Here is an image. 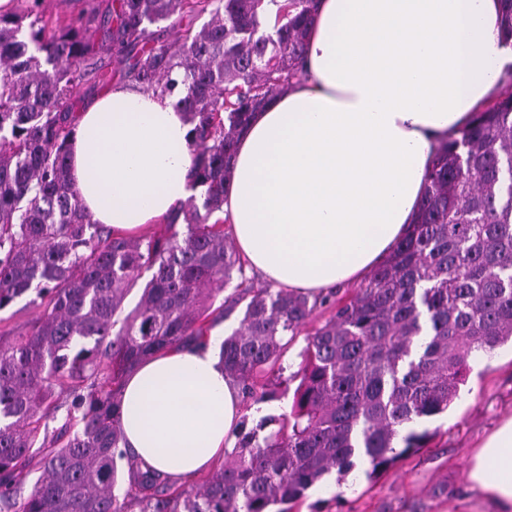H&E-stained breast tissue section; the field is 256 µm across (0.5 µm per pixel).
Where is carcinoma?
I'll use <instances>...</instances> for the list:
<instances>
[{
	"label": "carcinoma",
	"instance_id": "cac0c4a2",
	"mask_svg": "<svg viewBox=\"0 0 512 512\" xmlns=\"http://www.w3.org/2000/svg\"><path fill=\"white\" fill-rule=\"evenodd\" d=\"M500 2L508 43L512 0ZM41 3L0 14V310L32 292L42 308L27 332L0 335V512H128L132 498L139 512H288L357 455L380 474L427 447L433 433L408 424L448 411L470 358L512 342V94L440 141L414 224L368 280L312 300L255 286L217 213L252 114L299 76L317 0H108L65 24ZM204 14L173 45L150 30ZM104 53L124 63L120 80L177 97L192 125L202 202L137 239L95 223L71 184V95ZM319 309L289 411L239 434L200 483L129 458L115 494L123 382L143 359L235 317L219 358L251 396Z\"/></svg>",
	"mask_w": 512,
	"mask_h": 512
}]
</instances>
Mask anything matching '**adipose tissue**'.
Wrapping results in <instances>:
<instances>
[{
  "label": "adipose tissue",
  "mask_w": 512,
  "mask_h": 512,
  "mask_svg": "<svg viewBox=\"0 0 512 512\" xmlns=\"http://www.w3.org/2000/svg\"><path fill=\"white\" fill-rule=\"evenodd\" d=\"M500 0H320L301 78L254 112L224 193L233 238L276 287L312 297L364 277L404 235L433 146L496 98L512 65ZM191 127L173 98L126 82L79 116L71 182L94 221L131 231L197 195ZM207 341L143 360L126 377V448L175 479L231 451L243 394ZM512 512V418L468 472Z\"/></svg>",
  "instance_id": "adipose-tissue-1"
}]
</instances>
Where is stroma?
I'll return each mask as SVG.
<instances>
[{
	"label": "stroma",
	"instance_id": "stroma-1",
	"mask_svg": "<svg viewBox=\"0 0 512 512\" xmlns=\"http://www.w3.org/2000/svg\"><path fill=\"white\" fill-rule=\"evenodd\" d=\"M306 343L302 332L284 350L283 375L269 381L275 399L244 398L241 421L246 428L255 427L263 416L287 411ZM511 418L512 347L506 345L492 356L471 360L448 413L424 421V428L435 434L430 447L372 477L364 462L345 477L327 475L293 512H491L468 488V463L478 443Z\"/></svg>",
	"mask_w": 512,
	"mask_h": 512
}]
</instances>
